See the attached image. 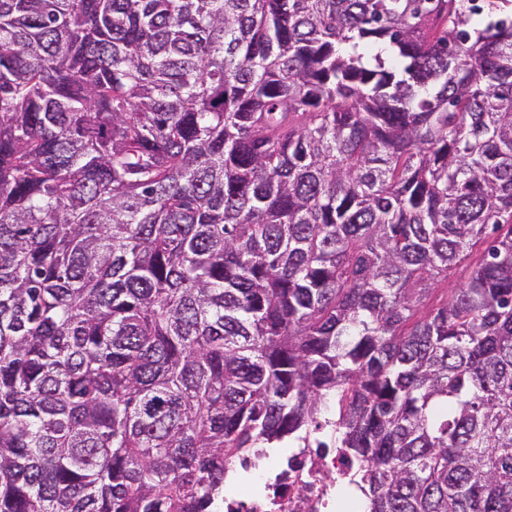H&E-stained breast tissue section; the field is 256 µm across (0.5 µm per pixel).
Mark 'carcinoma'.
I'll return each instance as SVG.
<instances>
[{
	"label": "carcinoma",
	"mask_w": 512,
	"mask_h": 512,
	"mask_svg": "<svg viewBox=\"0 0 512 512\" xmlns=\"http://www.w3.org/2000/svg\"><path fill=\"white\" fill-rule=\"evenodd\" d=\"M307 436L512 512V0H0V512H216ZM484 248L485 245L481 243L473 246L469 258L450 275L448 281L440 282L435 290L426 296L422 305H420V313L439 307L446 302L452 292V288H456L457 285L467 279Z\"/></svg>",
	"instance_id": "1"
}]
</instances>
